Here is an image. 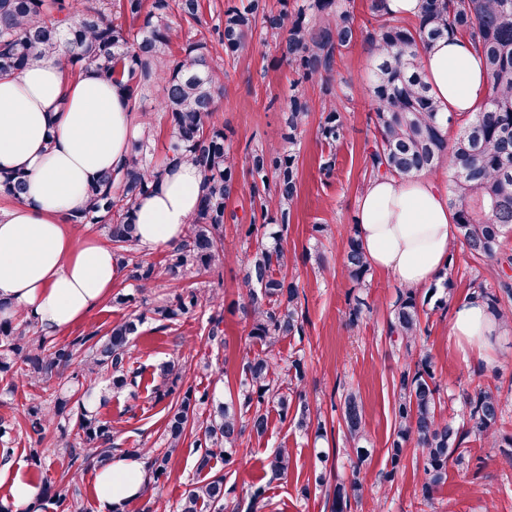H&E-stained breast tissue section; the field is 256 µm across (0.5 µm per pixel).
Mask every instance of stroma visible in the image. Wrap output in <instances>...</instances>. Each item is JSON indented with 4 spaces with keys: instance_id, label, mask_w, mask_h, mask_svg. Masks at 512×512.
Masks as SVG:
<instances>
[{
    "instance_id": "obj_1",
    "label": "stroma",
    "mask_w": 512,
    "mask_h": 512,
    "mask_svg": "<svg viewBox=\"0 0 512 512\" xmlns=\"http://www.w3.org/2000/svg\"><path fill=\"white\" fill-rule=\"evenodd\" d=\"M279 50L273 43L253 38L245 51L226 63L224 94L216 119L223 123L238 160L248 152L269 144L271 131L282 122V105L293 92L292 75L278 64ZM310 114L295 146L299 191L282 244L290 256L287 278L298 284L304 295V331L301 336L281 340L273 349L281 361L301 357L306 377L304 387L311 402L322 408L324 426L321 439L300 431L293 419H281L270 413L264 436L244 435L239 451L230 464H217L215 471L228 474L230 494L224 498L233 505L244 500L252 484L266 486L270 505L264 512H330L324 488L315 484L316 469L329 478L347 479L352 473L345 453V429L336 406L343 393H360L366 424L373 438L374 452L360 473L365 490L356 512H512V468L501 464L499 452L484 441L471 439L468 465L449 464L448 480L434 500L424 501L419 493L422 457L408 450L399 468H392L388 448L394 430V389L404 367L402 351L387 334L390 308L396 299L398 284L388 275L372 271L365 286H354L342 273L346 242L354 225L356 201L367 183L366 148L371 141L367 123L369 105L355 97L343 112L346 137L338 152L332 176H324L319 164L322 146L317 130L322 116V92L319 84L305 88ZM251 179L239 170L235 194L226 211L222 236L227 252L238 253L242 243L238 223L251 215ZM328 224L332 238L316 237L313 225ZM454 264V301L465 300L473 281L497 288L490 263L471 258L461 244L452 247ZM242 270L239 262L226 263L212 272L189 274L183 281L191 288H213L221 296L223 322L220 340L208 338L209 312H200L170 328H161L148 319L131 342L132 368L142 373L135 393L113 395L103 410L116 432L120 452L133 448H156L165 423V405L156 402L150 389L163 364L180 360L185 365V385L196 391H209L216 399L237 398L242 367L248 356L261 352L262 346L249 335V324L242 315L244 292L239 286ZM365 304L358 326L345 325L349 305L354 300ZM451 313L425 310L421 314L422 334L417 348L428 349L443 398L445 414L461 412L466 396L499 386L512 387V331L500 330L489 355H480L451 333ZM208 361L222 368L221 382L198 372L197 363ZM194 435L173 456L168 478L145 498L130 504L126 512H145L149 500L158 498L176 506L187 485L195 477ZM291 449L294 466L288 475H274L267 463L278 448ZM336 449V456L320 464L315 448ZM43 471L53 481L65 482L79 474V486L88 512H101L94 495L95 469L75 470L56 427H49L41 443ZM392 481H385L386 473Z\"/></svg>"
}]
</instances>
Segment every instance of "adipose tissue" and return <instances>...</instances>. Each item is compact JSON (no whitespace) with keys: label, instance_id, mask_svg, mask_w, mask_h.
Here are the masks:
<instances>
[{"label":"adipose tissue","instance_id":"adipose-tissue-1","mask_svg":"<svg viewBox=\"0 0 512 512\" xmlns=\"http://www.w3.org/2000/svg\"><path fill=\"white\" fill-rule=\"evenodd\" d=\"M421 69L443 111L474 112L486 97L482 54L466 39L438 40ZM137 132L127 94L95 75L70 79L55 60L0 75V171L27 176L23 201L0 208V321L24 313L53 337L110 295L120 276L111 248L91 234L75 245L67 216L98 174L127 158ZM201 186L193 165L166 167L135 207L137 247L152 251L182 238ZM356 227L372 267L403 287L429 284L448 263L453 215L433 176L369 181L357 199ZM499 328L479 297L453 309V336L477 350L488 349ZM148 482L139 458L115 456L96 471L97 500L103 512H114Z\"/></svg>","mask_w":512,"mask_h":512}]
</instances>
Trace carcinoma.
Here are the masks:
<instances>
[{"label":"carcinoma","instance_id":"carcinoma-1","mask_svg":"<svg viewBox=\"0 0 512 512\" xmlns=\"http://www.w3.org/2000/svg\"><path fill=\"white\" fill-rule=\"evenodd\" d=\"M386 0H371L372 22L356 24L353 0H280L273 10L266 0H224L222 15L213 30L221 50L209 43L204 27L203 0H0V74L16 73L39 60L62 59L66 72L78 76L93 72L128 93L131 110L148 116L142 103L151 87L161 83L158 108L165 114L171 135L164 165L190 163L203 176L197 213L184 237L169 247L163 263L145 262L134 255L136 224L132 211L148 194L160 173L152 161L155 145L150 122L131 141L130 156L112 173L106 171L87 187L83 208L69 217L72 224H96L115 252L121 270L143 292L164 279L173 287L194 271H216L234 259L243 266L239 287L247 299L244 314L249 335L265 347L303 333L300 288L284 275L288 254L278 231L265 232L270 224L290 223L298 196V171L293 147L309 117L305 94L288 99L283 124L271 139L283 148H258L248 153L251 195L259 201L260 214L238 225L241 237L254 248L240 255L224 250L221 229L227 201L237 182V161L224 126L215 121L224 89V59L239 57L254 35L278 43L280 57L294 72V84L318 83L325 96L323 119L318 128L322 145L320 168L330 174L336 167L337 147L345 139L341 117L353 101L347 90L354 82L336 78L337 57L363 37L373 60L370 81L359 87L369 100L373 144L369 150V175L390 174L402 179L420 173L448 177V207L453 212L456 239L478 260L512 266V256L501 252L503 238L512 232V0H421L413 21L389 15ZM178 16L176 26L171 17ZM469 39L482 52L489 89L475 112L459 117L445 115L421 71L419 60L436 41L448 36ZM26 190L22 172L0 174V196L20 201ZM372 267L357 235L347 238L343 272L362 285ZM425 295L414 289L398 290L387 322L405 358L395 393V437L390 448L391 480L409 444L421 452V495L430 500L448 476V462L466 464V439L473 436L498 449L501 463L512 467V434L503 430L512 400L501 388L482 389L469 397L461 413L462 423L441 413L440 387L435 381L432 356L416 354L412 345L421 335L420 308L429 302L443 309L453 298L448 270ZM491 310L512 328V284L503 281L498 290L474 286ZM213 290L185 288L149 309L155 320L168 328L205 307L218 305ZM114 302L130 313L106 333L95 331L59 342L39 334L30 321H0V378L43 391L29 398L25 426L37 436L30 460L42 467L36 449L46 428L55 425L65 433L76 428V443H68L72 461L103 467L110 460L114 440L112 421L101 410L112 392L139 386L140 374L130 367L132 336L146 318L137 298L118 293ZM71 371V385L52 388L54 380ZM241 399L223 403L197 394L191 387L177 396L168 409L164 427L165 448H138L147 457L149 485L157 486L170 474L172 456L182 447L190 421L205 418L196 431L195 472L208 474L189 484L178 512H224V480L215 474L217 463H227L247 432L261 437L269 427L266 406H276L288 416L297 402L294 419L309 431L321 409L310 406L303 390L305 370L296 358L282 369L272 357L257 354L244 363ZM183 378L182 367L169 362L162 367V381L153 389L163 401L175 393ZM354 464L371 454L370 438L360 396L346 392L340 404ZM293 464L292 451L277 448L268 466L285 474ZM60 488L46 479L41 494L28 512H87L77 484ZM266 488L252 485L247 512L264 507ZM359 478L338 482L331 494V512H351L363 500Z\"/></svg>","mask_w":512,"mask_h":512}]
</instances>
